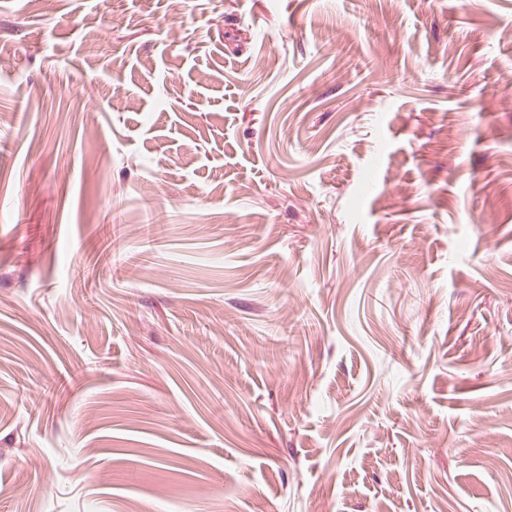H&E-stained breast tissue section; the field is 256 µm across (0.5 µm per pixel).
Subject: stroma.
Here are the masks:
<instances>
[{
  "label": "stroma",
  "instance_id": "1",
  "mask_svg": "<svg viewBox=\"0 0 512 512\" xmlns=\"http://www.w3.org/2000/svg\"><path fill=\"white\" fill-rule=\"evenodd\" d=\"M0 512H512V0H0Z\"/></svg>",
  "mask_w": 512,
  "mask_h": 512
}]
</instances>
